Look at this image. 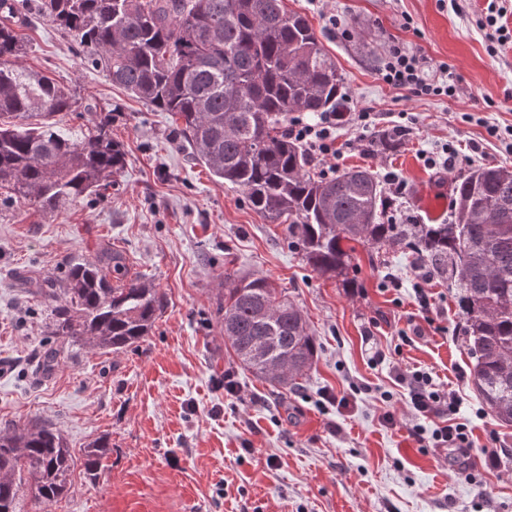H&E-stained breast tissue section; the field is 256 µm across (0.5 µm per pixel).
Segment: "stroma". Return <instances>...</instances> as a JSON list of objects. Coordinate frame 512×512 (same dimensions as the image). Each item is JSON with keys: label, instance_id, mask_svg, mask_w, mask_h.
I'll use <instances>...</instances> for the list:
<instances>
[{"label": "stroma", "instance_id": "35a3bbf8", "mask_svg": "<svg viewBox=\"0 0 512 512\" xmlns=\"http://www.w3.org/2000/svg\"><path fill=\"white\" fill-rule=\"evenodd\" d=\"M285 4L308 19L345 77L350 109L336 123L332 166L394 173L405 185L388 211L397 223H445L440 201L458 175L512 167V44L486 37L488 0ZM21 32L24 66L116 109L112 137L126 152L107 199L42 217L24 202L0 212V430L51 425L75 460L68 493L48 512H512V426L475 390L454 290L433 280L422 309L416 260L396 244L356 249L357 289L320 275L284 225L267 223L239 188L191 159L171 113L82 65L55 24L40 18ZM394 41L448 65L456 96L415 97L383 83L378 70ZM361 112L371 130L416 132L368 154L355 127ZM449 151L456 164L446 170ZM103 245L164 293L161 314L137 347L104 354L65 344L57 366L37 372L51 313L65 301L47 285L63 287L66 263ZM229 273L269 279L305 315L317 355L297 388H272L238 366L221 327ZM398 367L431 372L456 392L470 457L419 447L412 428L439 422L412 416ZM100 436L112 448L92 478L81 458ZM498 446L506 456H489Z\"/></svg>", "mask_w": 512, "mask_h": 512}]
</instances>
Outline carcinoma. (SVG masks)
I'll use <instances>...</instances> for the list:
<instances>
[{
    "label": "carcinoma",
    "instance_id": "obj_1",
    "mask_svg": "<svg viewBox=\"0 0 512 512\" xmlns=\"http://www.w3.org/2000/svg\"><path fill=\"white\" fill-rule=\"evenodd\" d=\"M28 0H0V210L27 202L38 214L99 194L126 163L112 139L116 112L22 64ZM34 14L69 33L84 62L151 108L171 112L193 156L240 188L248 206L286 224L288 239L318 273L347 275L355 247L404 244L455 288L475 388L512 425V170L496 164L460 175L446 224L384 221L392 205L367 168L314 176L304 148L285 133L298 112L347 111L345 79L307 20L285 0H34ZM94 112L78 141L59 134L56 112ZM40 116L26 129L13 120ZM399 141L372 135L369 153ZM50 335L69 345L122 350L145 340L163 308L159 289L129 275L104 250L69 264ZM224 338L244 368L274 386L296 385L312 366L303 312L266 278L224 282ZM105 438L84 449L96 477ZM74 460L48 425L0 433V512H22V486L48 506L71 485Z\"/></svg>",
    "mask_w": 512,
    "mask_h": 512
}]
</instances>
